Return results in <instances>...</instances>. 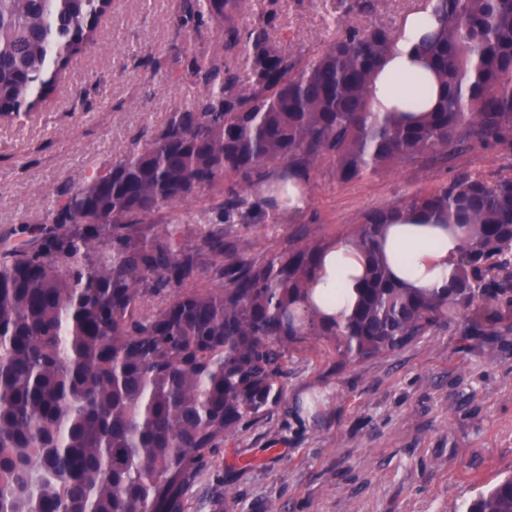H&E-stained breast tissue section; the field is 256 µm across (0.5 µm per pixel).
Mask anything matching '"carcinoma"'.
<instances>
[{
    "instance_id": "1",
    "label": "carcinoma",
    "mask_w": 512,
    "mask_h": 512,
    "mask_svg": "<svg viewBox=\"0 0 512 512\" xmlns=\"http://www.w3.org/2000/svg\"><path fill=\"white\" fill-rule=\"evenodd\" d=\"M111 6L0 0V115L37 109ZM241 8L180 0L177 35L221 32L216 52L175 48L201 96L58 188L39 225L20 227L29 239H0V512H185L211 450L281 401L290 352L314 340L343 365L461 318L465 336L512 327V175L461 171L363 212L347 240L366 257L364 287L331 324L296 313L329 242L304 230L246 254L224 229L264 223L320 163L345 183L476 147L512 157V0H436L426 52L443 94L416 124L369 107L395 32L348 25L300 59L271 42L276 0L245 23ZM205 195L219 203L202 230L174 215ZM404 210L465 230L441 290L408 288L380 260ZM466 512H512V476Z\"/></svg>"
}]
</instances>
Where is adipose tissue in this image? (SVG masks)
Here are the masks:
<instances>
[{
    "instance_id": "ef3b65f1",
    "label": "adipose tissue",
    "mask_w": 512,
    "mask_h": 512,
    "mask_svg": "<svg viewBox=\"0 0 512 512\" xmlns=\"http://www.w3.org/2000/svg\"><path fill=\"white\" fill-rule=\"evenodd\" d=\"M436 27L431 5L419 0L404 18L392 51L374 71L368 90L371 111L393 112L403 121L415 122L434 110L440 86L420 44ZM461 247V236L443 224L407 214L389 223L379 251L395 280L424 290L448 285ZM364 275V255L354 244L344 240L330 246L320 259L309 306L325 320L341 319L355 306Z\"/></svg>"
}]
</instances>
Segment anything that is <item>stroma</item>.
<instances>
[{"label": "stroma", "instance_id": "1", "mask_svg": "<svg viewBox=\"0 0 512 512\" xmlns=\"http://www.w3.org/2000/svg\"><path fill=\"white\" fill-rule=\"evenodd\" d=\"M416 0H277V47L309 56L345 25L397 29ZM178 0H112L98 44L73 60L34 112L0 117V236L39 222L56 189L133 149L144 126L202 93L172 67ZM159 69L140 65L142 54ZM416 163L342 183L312 172L306 209L233 224L247 252L272 251L296 229L340 238L364 211L405 201L445 179ZM512 475V330L466 337L434 331L393 354L337 367L293 355L271 413L214 449L185 512H465Z\"/></svg>", "mask_w": 512, "mask_h": 512}]
</instances>
